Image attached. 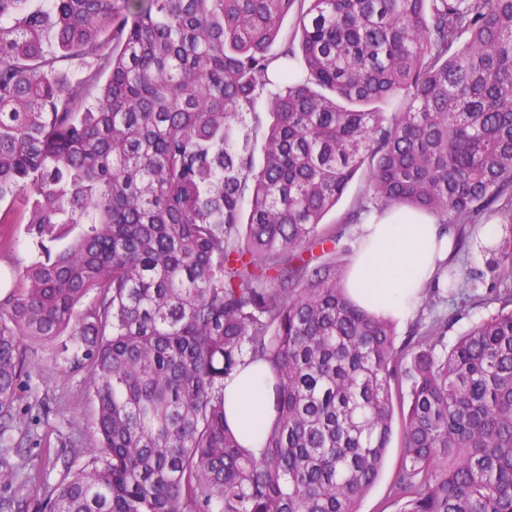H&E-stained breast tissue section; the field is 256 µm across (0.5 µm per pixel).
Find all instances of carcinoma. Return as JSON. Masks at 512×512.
Instances as JSON below:
<instances>
[{"label": "carcinoma", "mask_w": 512, "mask_h": 512, "mask_svg": "<svg viewBox=\"0 0 512 512\" xmlns=\"http://www.w3.org/2000/svg\"><path fill=\"white\" fill-rule=\"evenodd\" d=\"M264 90L258 166L243 130ZM364 167L345 224L396 208L461 244L494 216L512 230V0H0V202L26 199L38 249L3 281L0 445L27 341L66 337L96 405L90 458L43 484V512H358L398 376L400 512H512V244L487 246L502 309L447 349L448 319L415 327L399 366L322 224ZM482 283L447 260L431 290L481 304ZM255 361L260 459L224 408Z\"/></svg>", "instance_id": "obj_1"}]
</instances>
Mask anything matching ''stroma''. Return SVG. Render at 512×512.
I'll return each instance as SVG.
<instances>
[{
  "instance_id": "35a3bbf8",
  "label": "stroma",
  "mask_w": 512,
  "mask_h": 512,
  "mask_svg": "<svg viewBox=\"0 0 512 512\" xmlns=\"http://www.w3.org/2000/svg\"><path fill=\"white\" fill-rule=\"evenodd\" d=\"M28 373L18 386V425L5 459L14 468L12 483L0 482V495L23 485L28 512H43V481L54 482L67 468H79L96 441L95 403L85 369L55 361V346L29 341L22 348ZM403 459L402 421L392 436L376 483L358 504L359 512H400L391 488Z\"/></svg>"
}]
</instances>
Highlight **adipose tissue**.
I'll use <instances>...</instances> for the list:
<instances>
[{
	"instance_id": "ef3b65f1",
	"label": "adipose tissue",
	"mask_w": 512,
	"mask_h": 512,
	"mask_svg": "<svg viewBox=\"0 0 512 512\" xmlns=\"http://www.w3.org/2000/svg\"><path fill=\"white\" fill-rule=\"evenodd\" d=\"M452 248L450 236L432 218L397 212L360 227L358 249L344 281L347 296L385 318L410 316L435 272L437 260ZM228 423L238 441L261 456L272 421L270 375L253 363L228 381L224 390Z\"/></svg>"
}]
</instances>
